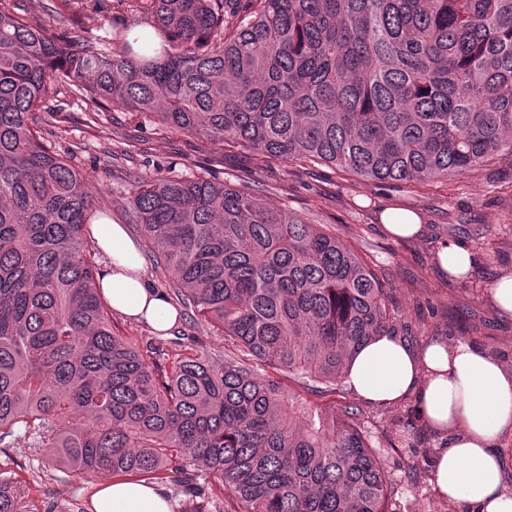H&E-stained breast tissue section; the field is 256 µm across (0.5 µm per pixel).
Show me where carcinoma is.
Wrapping results in <instances>:
<instances>
[{"label":"carcinoma","instance_id":"1","mask_svg":"<svg viewBox=\"0 0 512 512\" xmlns=\"http://www.w3.org/2000/svg\"><path fill=\"white\" fill-rule=\"evenodd\" d=\"M235 2L237 24L228 22ZM0 0V443L24 436L76 475L211 479L241 512H388L357 408L306 413L284 379L336 393L390 329L388 288L321 224L203 177L137 181L129 206L166 297L234 353L112 329L89 243L92 195L40 134L51 93L118 103L260 159L426 185L512 156V0H138L130 28L67 41ZM0 512H29L0 472Z\"/></svg>","mask_w":512,"mask_h":512}]
</instances>
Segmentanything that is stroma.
<instances>
[{"label":"stroma","mask_w":512,"mask_h":512,"mask_svg":"<svg viewBox=\"0 0 512 512\" xmlns=\"http://www.w3.org/2000/svg\"><path fill=\"white\" fill-rule=\"evenodd\" d=\"M136 0H23L34 23H52L55 8L73 17L76 35H104L116 17L128 25L150 20ZM89 105L60 93L45 100L38 117L44 137L68 157L92 191L95 214L134 226L128 200L136 181L148 176H203L253 190L272 205L321 224L350 245L392 290L395 332L414 346L432 340L472 342L496 352L512 370V317L495 307L491 288L512 270V157H501L470 175L410 190L394 183L365 184L327 165L273 162L259 165L243 150L206 144L176 133L149 116L138 118L101 102L96 122ZM419 213L426 233L414 239L388 235L383 208ZM463 244L475 264L468 279L449 280L437 264L441 243ZM359 423L379 447L392 482L390 512H465L435 491L434 456L440 438L420 422L414 399L385 406L345 391ZM0 471L26 484L32 512H86L98 479L56 469L41 449L12 439L0 449Z\"/></svg>","instance_id":"35a3bbf8"}]
</instances>
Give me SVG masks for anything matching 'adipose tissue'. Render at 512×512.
Wrapping results in <instances>:
<instances>
[{
  "label": "adipose tissue",
  "instance_id": "obj_1",
  "mask_svg": "<svg viewBox=\"0 0 512 512\" xmlns=\"http://www.w3.org/2000/svg\"><path fill=\"white\" fill-rule=\"evenodd\" d=\"M94 240L107 263L101 293L113 311L167 332L177 312L143 273L140 248L126 225L100 215ZM345 382L364 402L393 404L415 395L426 426L447 437L434 463L438 492L473 512H512V493L498 438L512 433V370L472 344L429 342L416 348L396 334L374 337L350 362ZM91 512H173L167 492L143 481H102L90 498Z\"/></svg>",
  "mask_w": 512,
  "mask_h": 512
}]
</instances>
